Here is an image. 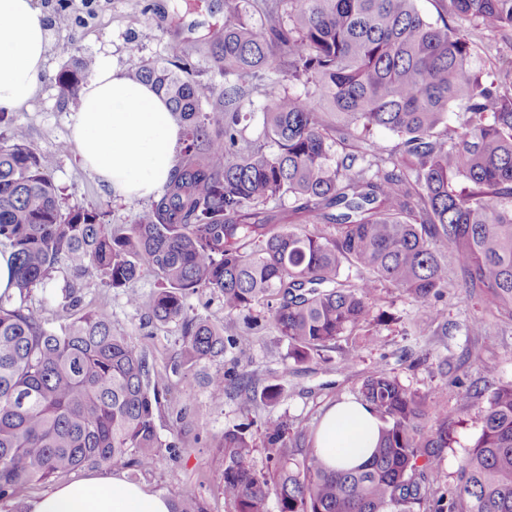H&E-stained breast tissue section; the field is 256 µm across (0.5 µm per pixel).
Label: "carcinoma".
<instances>
[{
    "instance_id": "obj_1",
    "label": "carcinoma",
    "mask_w": 512,
    "mask_h": 512,
    "mask_svg": "<svg viewBox=\"0 0 512 512\" xmlns=\"http://www.w3.org/2000/svg\"><path fill=\"white\" fill-rule=\"evenodd\" d=\"M443 2L433 22L416 0H278L256 27L241 0H224V39L214 52L224 67L222 105L202 110L205 88L180 47L129 71L166 97L184 148L127 234L112 231L101 209L62 210L25 130L12 127L0 145V246L11 254L15 285L0 294V501L84 468L146 471L160 448L181 447L158 435L153 365L104 315L73 316L70 291L64 326L54 331L38 311L12 305L62 261L113 289L152 269L158 290L147 301L130 291L128 301L156 323L182 321L177 368L245 339L233 322L185 316L184 298L199 288L219 293L230 313L266 304L296 362L359 328L382 283L419 301L431 328L440 314L430 299L448 287L441 245L459 286L512 320V67L489 74L473 63L474 31L512 33V0ZM57 51L66 62L55 84L75 96L93 59L74 57L68 43ZM270 73L304 90L271 86L261 112L266 142L244 147L246 82ZM375 127L402 137L398 151L384 155L364 138ZM347 265L357 271L354 284L342 279ZM487 374L475 391L487 394L481 433L446 497L429 499L422 479L450 447L448 416L426 422L414 393L373 373L360 400L383 426L367 462L329 469L306 434L268 417L264 470L252 466L247 427L224 430V500L233 512H267L272 492L279 512H512V383L497 382L493 365ZM208 385L247 402L281 397L275 385L259 390L225 374ZM172 512L203 509L187 490Z\"/></svg>"
}]
</instances>
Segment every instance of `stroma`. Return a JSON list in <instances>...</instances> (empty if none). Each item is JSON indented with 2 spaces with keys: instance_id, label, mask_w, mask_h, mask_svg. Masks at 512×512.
Here are the masks:
<instances>
[{
  "instance_id": "obj_1",
  "label": "stroma",
  "mask_w": 512,
  "mask_h": 512,
  "mask_svg": "<svg viewBox=\"0 0 512 512\" xmlns=\"http://www.w3.org/2000/svg\"><path fill=\"white\" fill-rule=\"evenodd\" d=\"M48 19L49 44L35 97L17 112L12 122L27 132L30 147L40 155L52 176L63 209L100 208L108 213L113 229L127 230L139 220L149 203L114 201L97 176L81 167L69 141L77 98L61 97L54 76L63 60L56 51L61 42H71L75 54L111 57L122 71L140 62L166 57L176 43L189 54L195 78L211 89L204 109L217 105L224 90V74L214 61L213 49L224 38V0H193L192 10L181 0H37ZM138 54H130V44ZM75 287L81 310L104 314L115 332L126 336L136 350L146 353L160 390L157 429L163 441L181 433L184 442L178 454H164L150 471L137 475V483L179 498L193 489L204 512H232L222 493L224 461L217 445L226 429L249 425L256 443L252 464L266 466L265 439L261 424L270 416H286L294 430L313 435L324 410L347 397H358L363 380L374 371L396 377L422 399L429 409L447 415L452 441L438 465L425 473L432 497L449 494L467 450L479 436L484 399H466L470 386L484 385L485 368L495 365L497 379L512 382V322L483 309L479 300L466 296L449 279L436 303L442 312L441 326L421 325L422 306L392 285L378 290L368 321L330 348L295 362L265 306L229 314L220 294L207 288L186 297L189 316L203 317L222 325L251 321L246 338L217 357L186 365L172 372L171 363L182 346L180 323L148 322L142 310L131 306L128 292L149 298L158 282L143 270L130 290L107 287L96 273L78 277L67 263H60L43 284L25 292L23 306L38 310L47 327L58 328V308L67 287ZM482 319L481 332L472 323ZM357 350L356 363L342 370L341 360ZM231 371L253 378L259 385L281 388L273 404H244L233 395L213 396L210 375ZM192 401H185L184 390Z\"/></svg>"
}]
</instances>
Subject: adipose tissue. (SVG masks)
<instances>
[{
  "instance_id": "obj_1",
  "label": "adipose tissue",
  "mask_w": 512,
  "mask_h": 512,
  "mask_svg": "<svg viewBox=\"0 0 512 512\" xmlns=\"http://www.w3.org/2000/svg\"><path fill=\"white\" fill-rule=\"evenodd\" d=\"M48 47L46 16L35 0H0V111L25 106L38 90ZM182 129L166 98L131 80L106 57L97 58L80 92L70 139L81 164L113 198L156 197L176 165ZM382 423L369 405L347 399L322 416L313 446L331 468L349 469L376 447ZM163 493L95 475L28 500L27 512H171Z\"/></svg>"
}]
</instances>
